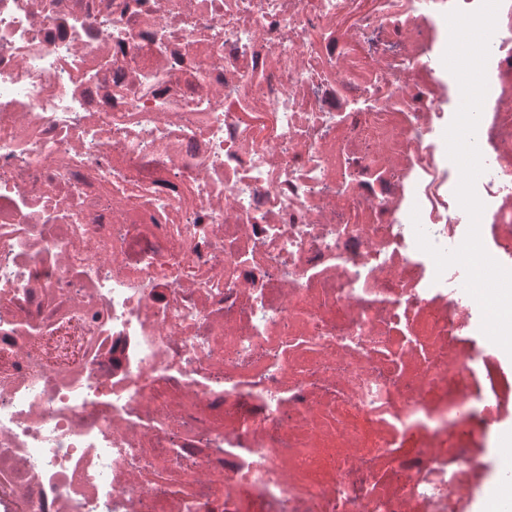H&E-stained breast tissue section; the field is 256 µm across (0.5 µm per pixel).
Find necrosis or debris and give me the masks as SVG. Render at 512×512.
<instances>
[{"mask_svg":"<svg viewBox=\"0 0 512 512\" xmlns=\"http://www.w3.org/2000/svg\"><path fill=\"white\" fill-rule=\"evenodd\" d=\"M480 0H0V512H471L512 429L444 131ZM476 134L512 269V0Z\"/></svg>","mask_w":512,"mask_h":512,"instance_id":"obj_1","label":"necrosis or debris"}]
</instances>
